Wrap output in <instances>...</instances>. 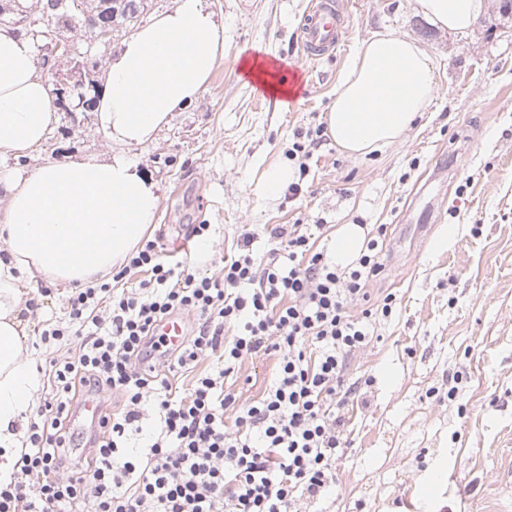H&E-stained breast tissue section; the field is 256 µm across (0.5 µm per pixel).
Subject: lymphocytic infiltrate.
Masks as SVG:
<instances>
[{
  "mask_svg": "<svg viewBox=\"0 0 512 512\" xmlns=\"http://www.w3.org/2000/svg\"><path fill=\"white\" fill-rule=\"evenodd\" d=\"M317 230L267 227L260 255L245 235L203 275L148 239L111 281L75 291L67 319L41 331L60 354L25 450L0 481V512H313L329 501L349 445L346 361L396 297L375 304L365 288L383 270L386 225L344 267L315 249ZM134 274L138 285L122 287ZM184 315L192 322L170 347L159 327ZM270 357L257 399L225 390L246 359ZM83 399L101 408L86 438L72 425Z\"/></svg>",
  "mask_w": 512,
  "mask_h": 512,
  "instance_id": "lymphocytic-infiltrate-1",
  "label": "lymphocytic infiltrate"
}]
</instances>
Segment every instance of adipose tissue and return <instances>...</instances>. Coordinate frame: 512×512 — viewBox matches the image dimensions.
<instances>
[{"label":"adipose tissue","instance_id":"adipose-tissue-1","mask_svg":"<svg viewBox=\"0 0 512 512\" xmlns=\"http://www.w3.org/2000/svg\"><path fill=\"white\" fill-rule=\"evenodd\" d=\"M415 9L439 27L464 31L486 4L415 0ZM223 58L224 30L206 0H176L108 60L93 112L110 158L0 168V479H8L22 450L17 426L39 391L35 359L24 348L30 325L24 282L78 287L104 280L138 246L156 221L161 195L127 150L153 140L196 100ZM240 71L272 97L296 94L295 83L260 55L242 58ZM435 91L432 59L417 41L373 35L339 83L326 115L328 134L348 155L364 156L402 139ZM55 120L36 42L0 27V155L26 156Z\"/></svg>","mask_w":512,"mask_h":512}]
</instances>
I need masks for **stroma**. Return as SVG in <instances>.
Wrapping results in <instances>:
<instances>
[{"instance_id": "1", "label": "stroma", "mask_w": 512, "mask_h": 512, "mask_svg": "<svg viewBox=\"0 0 512 512\" xmlns=\"http://www.w3.org/2000/svg\"><path fill=\"white\" fill-rule=\"evenodd\" d=\"M310 0H208L224 26V58L200 96L150 143L131 149L162 198L154 234L179 250L189 225L207 248L179 250L196 271L242 233L263 248L272 224L388 227L371 298L394 293L379 337L346 367L359 388L346 413L350 444L336 465L328 512H512V27L439 28L414 0H339L342 51L315 61L297 39ZM417 39L434 62L436 92L400 141L362 158L325 140L302 192L270 193L265 175L297 169L299 128L324 123L356 49L377 33ZM262 51L302 89L288 106L239 70ZM111 147L93 113L58 112L33 169Z\"/></svg>"}]
</instances>
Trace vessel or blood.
I'll return each instance as SVG.
<instances>
[{
  "instance_id": "obj_1",
  "label": "vessel or blood",
  "mask_w": 512,
  "mask_h": 512,
  "mask_svg": "<svg viewBox=\"0 0 512 512\" xmlns=\"http://www.w3.org/2000/svg\"><path fill=\"white\" fill-rule=\"evenodd\" d=\"M347 33V27L338 17L332 0H311L309 11L300 30V44L304 55L319 59L338 50Z\"/></svg>"
}]
</instances>
